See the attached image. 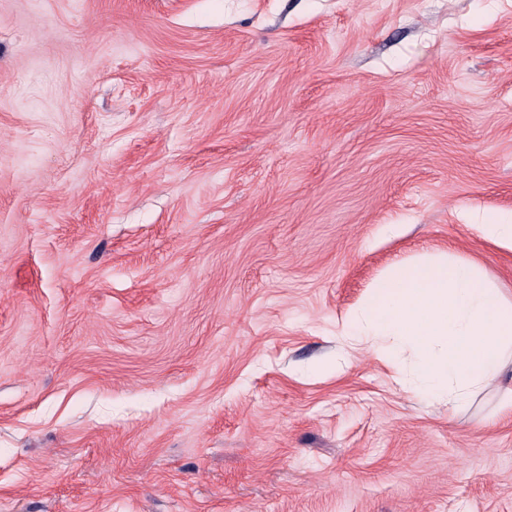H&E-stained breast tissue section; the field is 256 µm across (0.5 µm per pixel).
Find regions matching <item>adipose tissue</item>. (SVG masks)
I'll return each instance as SVG.
<instances>
[{
  "label": "adipose tissue",
  "mask_w": 512,
  "mask_h": 512,
  "mask_svg": "<svg viewBox=\"0 0 512 512\" xmlns=\"http://www.w3.org/2000/svg\"><path fill=\"white\" fill-rule=\"evenodd\" d=\"M341 334L353 348L382 340L383 354L393 360L411 347L409 387L423 398L462 406L496 382L512 399V377L504 375L512 353V302L476 264L444 254L393 264L372 281Z\"/></svg>",
  "instance_id": "1"
}]
</instances>
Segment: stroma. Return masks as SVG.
I'll return each mask as SVG.
<instances>
[{
    "label": "stroma",
    "mask_w": 512,
    "mask_h": 512,
    "mask_svg": "<svg viewBox=\"0 0 512 512\" xmlns=\"http://www.w3.org/2000/svg\"><path fill=\"white\" fill-rule=\"evenodd\" d=\"M512 0H0V512H512L488 387L339 330L512 294ZM483 238L495 246L512 251V217L489 216L477 224ZM365 301L343 323L340 336L351 348L369 339L397 359L415 351L409 388L419 396L467 404L482 387L505 385L512 408V302L491 284L478 265L423 255L393 264L368 287Z\"/></svg>",
    "instance_id": "1"
}]
</instances>
